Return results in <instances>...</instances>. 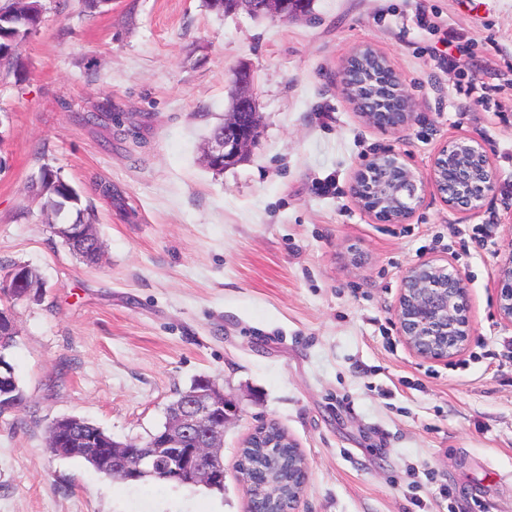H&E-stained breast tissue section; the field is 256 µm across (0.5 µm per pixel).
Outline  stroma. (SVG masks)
Here are the masks:
<instances>
[{
  "label": "stroma",
  "mask_w": 512,
  "mask_h": 512,
  "mask_svg": "<svg viewBox=\"0 0 512 512\" xmlns=\"http://www.w3.org/2000/svg\"><path fill=\"white\" fill-rule=\"evenodd\" d=\"M44 2L0 82V263L44 282L40 301L11 307L31 411L0 415V512H247L237 461L265 422L307 462L296 512H512V323L496 309L512 247V0H313L288 21L203 0ZM365 45L410 97L399 129L369 123L340 82ZM241 63L260 136L216 175L203 147ZM473 83L483 99L458 111ZM107 104L111 118L79 123ZM461 135L494 168L481 211L448 207L430 183L402 224L353 198L374 153L427 177ZM45 164L92 204L98 264L28 196ZM425 260L451 265L470 294L472 335L445 361L415 356L396 327L403 274ZM199 377L239 404L223 491L116 481L47 449L64 416L147 439Z\"/></svg>",
  "instance_id": "35a3bbf8"
}]
</instances>
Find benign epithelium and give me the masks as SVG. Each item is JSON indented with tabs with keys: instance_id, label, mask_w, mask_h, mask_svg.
Instances as JSON below:
<instances>
[{
	"instance_id": "obj_1",
	"label": "benign epithelium",
	"mask_w": 512,
	"mask_h": 512,
	"mask_svg": "<svg viewBox=\"0 0 512 512\" xmlns=\"http://www.w3.org/2000/svg\"><path fill=\"white\" fill-rule=\"evenodd\" d=\"M244 9L250 16L273 17L286 21L304 12L303 0H261L258 5L248 0H233L224 5ZM391 95L387 106L359 99L358 108L370 123L385 129H398L411 117L410 99L394 71L386 74ZM234 107L224 118V131L208 140L206 158L209 164H237L254 142L251 129L244 125L243 113L256 108L251 70L245 66L234 71ZM430 179L448 206L467 213L479 212L495 184V173L488 151L473 137L459 136L443 145L435 154ZM424 180L400 154L384 151L376 154L358 173L351 186L352 196L366 211L391 224L407 221L419 203ZM73 243L91 236L92 225L67 223L65 229ZM27 287L21 270L0 280V292L14 294ZM498 310L512 323V249L498 267ZM468 288L456 270L432 261L410 266L402 279L396 308L398 333L404 343L420 358L443 361L457 354L469 341L472 328L467 316ZM180 409L171 429L157 444L132 461L124 446L112 449V470L122 480H137L150 463L162 462L177 478L211 480L219 471L217 456L224 447V425L236 406L217 387L192 391L179 400ZM200 432L196 448L182 447L192 432ZM308 481L303 466L288 470V488L293 494L288 507L278 512H293ZM248 500L259 512H268L262 504L276 500L281 484L254 477L243 479Z\"/></svg>"
}]
</instances>
